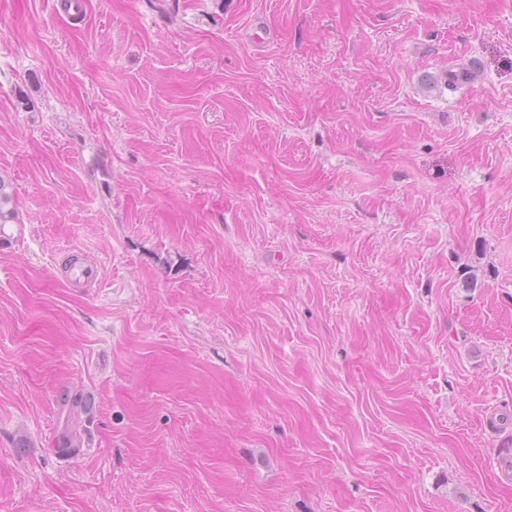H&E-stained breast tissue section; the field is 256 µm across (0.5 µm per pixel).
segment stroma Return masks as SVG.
Masks as SVG:
<instances>
[{
    "label": "stroma",
    "instance_id": "obj_1",
    "mask_svg": "<svg viewBox=\"0 0 512 512\" xmlns=\"http://www.w3.org/2000/svg\"><path fill=\"white\" fill-rule=\"evenodd\" d=\"M0 178V512H512V0H0Z\"/></svg>",
    "mask_w": 512,
    "mask_h": 512
}]
</instances>
